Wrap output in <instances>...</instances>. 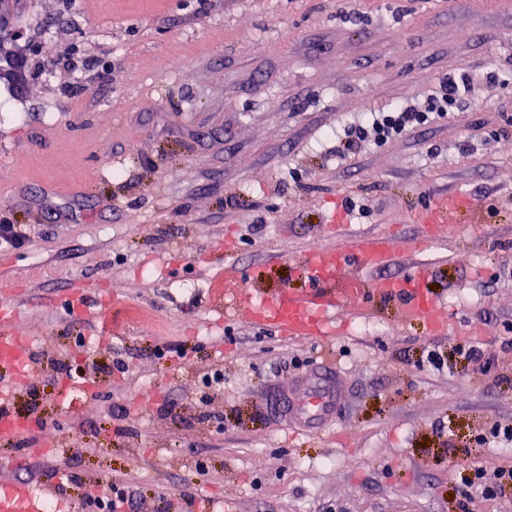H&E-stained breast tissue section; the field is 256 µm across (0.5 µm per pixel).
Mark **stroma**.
Here are the masks:
<instances>
[{
  "label": "stroma",
  "mask_w": 512,
  "mask_h": 512,
  "mask_svg": "<svg viewBox=\"0 0 512 512\" xmlns=\"http://www.w3.org/2000/svg\"><path fill=\"white\" fill-rule=\"evenodd\" d=\"M19 23L37 49L0 81V216L29 240L0 249V302L36 379L10 410L43 426L0 439V484L72 512L115 476L145 512H460L472 458L494 481L512 446L474 439L512 425V0H28ZM464 73L465 111L337 158L336 130ZM457 193L468 209L422 240ZM350 198L363 213L333 225ZM377 231L407 248L365 278L426 266L447 335L385 304L291 340L225 304V264L301 294L298 257ZM76 288L97 315L68 314ZM460 341L496 372L425 365ZM320 363L349 391L330 430L293 433L265 398ZM468 203L459 195L440 198L428 211L423 224L426 236L436 237L441 224H453L455 215Z\"/></svg>",
  "instance_id": "1"
}]
</instances>
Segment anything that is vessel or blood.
<instances>
[{
    "label": "vessel or blood",
    "mask_w": 512,
    "mask_h": 512,
    "mask_svg": "<svg viewBox=\"0 0 512 512\" xmlns=\"http://www.w3.org/2000/svg\"><path fill=\"white\" fill-rule=\"evenodd\" d=\"M467 206L458 195L440 198L424 221L427 236H436L441 225L453 223L455 215ZM398 242L384 232L365 234L341 248L317 246L306 251L295 265L296 273L310 285L308 294L298 297L288 290L267 299L245 289L239 269L227 265L224 271V297L247 299L252 319L271 325L291 339H322L337 332L336 316L345 307L367 315L374 304H394L402 319L420 320L434 335L445 334L448 313L439 306L424 286L425 266L415 264L397 279L366 285L362 269L387 263L398 250ZM27 337L0 336V437H11L35 427V420L19 421L9 412V401L28 360L23 354ZM347 389L346 382L332 366L319 365L309 374L294 380L286 391L273 390L267 399L270 416L288 422L302 432H317L334 419ZM46 490L20 492L0 487V512H44Z\"/></svg>",
    "instance_id": "obj_1"
}]
</instances>
